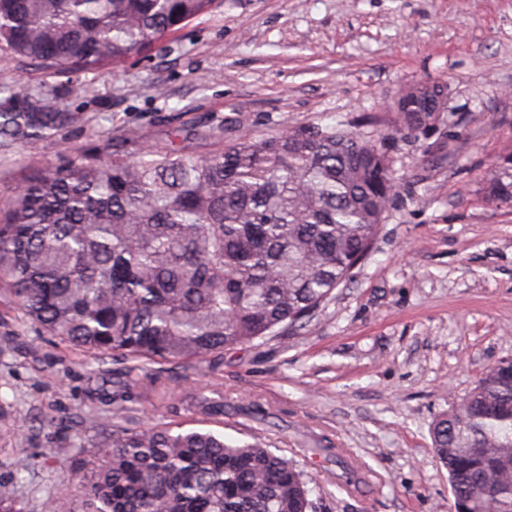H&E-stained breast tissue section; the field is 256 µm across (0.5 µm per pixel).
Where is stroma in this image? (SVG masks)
Listing matches in <instances>:
<instances>
[{"label": "stroma", "mask_w": 512, "mask_h": 512, "mask_svg": "<svg viewBox=\"0 0 512 512\" xmlns=\"http://www.w3.org/2000/svg\"><path fill=\"white\" fill-rule=\"evenodd\" d=\"M447 107L395 124L406 87ZM0 112H69L50 139H0V205L26 167L214 129L231 143L342 125L398 187L367 258L302 329L202 364L60 342L0 295V494L25 512L76 493L73 469L123 423L261 439L303 470L315 512H453L431 430L512 358V205L485 182L512 152V0H216L141 55L55 74L0 48ZM223 404L201 413L199 401ZM357 469L365 477L342 481Z\"/></svg>", "instance_id": "1"}]
</instances>
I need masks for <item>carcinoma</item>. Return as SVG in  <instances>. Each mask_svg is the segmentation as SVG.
<instances>
[{"label": "carcinoma", "instance_id": "obj_1", "mask_svg": "<svg viewBox=\"0 0 512 512\" xmlns=\"http://www.w3.org/2000/svg\"><path fill=\"white\" fill-rule=\"evenodd\" d=\"M215 0H0V44L55 72L100 71L212 9ZM434 92L394 111L420 123ZM71 113L1 112L0 137H51ZM145 146L28 167L0 208V290L61 342L188 363L303 328L348 281L394 199L393 162L338 127L224 144ZM488 196L512 204V153ZM77 466L80 504L48 512H312L303 472L259 442L112 421ZM454 512H512V361L488 369L432 429Z\"/></svg>", "mask_w": 512, "mask_h": 512}]
</instances>
